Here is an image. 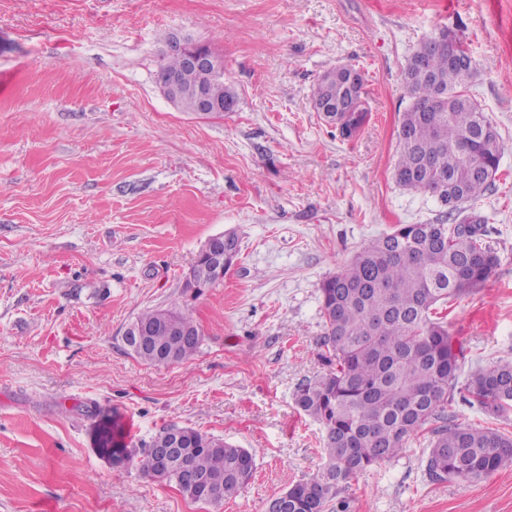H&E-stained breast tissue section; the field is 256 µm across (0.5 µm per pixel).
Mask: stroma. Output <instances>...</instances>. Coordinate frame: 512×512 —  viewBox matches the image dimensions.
<instances>
[{
    "label": "stroma",
    "instance_id": "obj_1",
    "mask_svg": "<svg viewBox=\"0 0 512 512\" xmlns=\"http://www.w3.org/2000/svg\"><path fill=\"white\" fill-rule=\"evenodd\" d=\"M473 59L466 92L512 140V0H0V512H267L323 463L294 401L322 373L319 285L371 240L445 210L394 178L404 69L439 30ZM224 57L234 111L176 110L156 83L165 36ZM363 76L352 138L313 108L331 68ZM487 217L499 264L454 301L466 368L512 360V153ZM235 232L219 284L183 283ZM178 302L199 352L149 365L122 336ZM142 451L165 425L256 455L220 510L96 452L100 411ZM416 437L342 490L349 512H512V464L462 487L423 473Z\"/></svg>",
    "mask_w": 512,
    "mask_h": 512
}]
</instances>
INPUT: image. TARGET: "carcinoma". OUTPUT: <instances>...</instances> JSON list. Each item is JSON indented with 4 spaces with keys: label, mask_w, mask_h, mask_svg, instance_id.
I'll return each mask as SVG.
<instances>
[{
    "label": "carcinoma",
    "mask_w": 512,
    "mask_h": 512,
    "mask_svg": "<svg viewBox=\"0 0 512 512\" xmlns=\"http://www.w3.org/2000/svg\"><path fill=\"white\" fill-rule=\"evenodd\" d=\"M437 38L434 33L425 39L407 60L404 91L411 104L400 120L394 176L403 189L431 194L445 204L448 189L459 196L446 220L400 224L321 282L320 345L327 371L300 384L295 403L323 426L325 462L274 498L282 512H348L347 501L339 498L342 489L357 475L398 458L422 431L427 433L425 471L432 480L470 487L512 463V433L493 425L512 408V362L477 367L459 383L464 348L439 316L441 307L479 288L498 264L487 217L468 211L466 204L494 183L474 174L473 164L498 172L512 144L461 90L470 74L448 62V47H435ZM345 70L338 66L325 72L312 103L334 110L341 134L349 137L363 124L366 110L345 111L361 98ZM169 73L179 76L184 109H191L199 75L186 69L179 55L166 52L156 78ZM190 276L205 288L216 284L213 269L202 259L194 262ZM164 316L196 324L176 303L140 313L137 319L152 334L136 357L147 364L187 360L202 345L201 334L162 331ZM457 396L492 424L480 428L449 420L448 407ZM101 426L109 434L115 463L135 458L143 474L176 485L183 470H192L207 478L217 495L207 499L182 487L179 492L214 509L247 484L256 469L248 449L192 428L163 474L155 449L174 425L163 427L138 456L127 452L119 419Z\"/></svg>",
    "instance_id": "carcinoma-1"
}]
</instances>
